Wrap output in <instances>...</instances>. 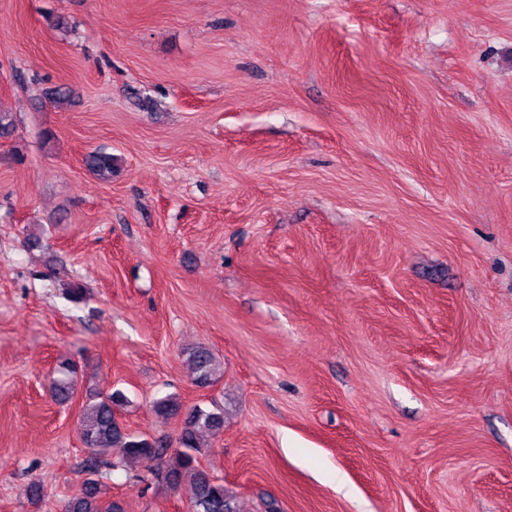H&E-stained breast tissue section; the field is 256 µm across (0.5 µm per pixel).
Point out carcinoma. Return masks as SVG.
<instances>
[{"label":"carcinoma","instance_id":"cac0c4a2","mask_svg":"<svg viewBox=\"0 0 512 512\" xmlns=\"http://www.w3.org/2000/svg\"><path fill=\"white\" fill-rule=\"evenodd\" d=\"M85 166L98 179L112 180L115 172L112 154L97 150L86 155ZM189 362L196 383L206 385L220 371V361L206 347H198L189 354ZM76 369L72 362L63 359L52 371L51 396L62 402L72 399ZM125 396L113 391L105 396L93 395L86 400L81 417V430L86 456L83 471L91 475L82 496L68 500L61 512H113V506L103 504L108 488L94 479L107 467H119L141 459H163L172 454V464L166 478L177 484L187 476L193 487V512H238L235 498L224 486V482L209 478L196 467V453L200 452L205 438L216 435L224 428V410L193 408L184 420L177 441V448L165 437L141 438L122 431L115 415V408L124 405ZM154 412L165 418L180 414V405L170 398H160L153 403Z\"/></svg>","mask_w":512,"mask_h":512}]
</instances>
